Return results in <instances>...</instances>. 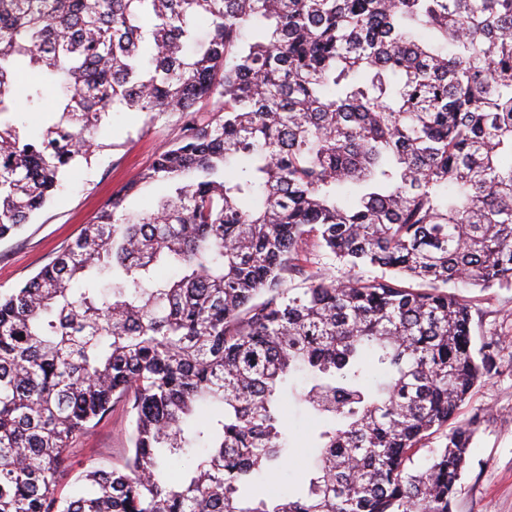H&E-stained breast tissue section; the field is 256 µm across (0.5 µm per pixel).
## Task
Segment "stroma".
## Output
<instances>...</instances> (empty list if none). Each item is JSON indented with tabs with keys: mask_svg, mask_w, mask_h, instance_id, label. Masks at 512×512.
<instances>
[{
	"mask_svg": "<svg viewBox=\"0 0 512 512\" xmlns=\"http://www.w3.org/2000/svg\"><path fill=\"white\" fill-rule=\"evenodd\" d=\"M183 120L171 114L155 119L144 113L113 112L90 161L72 167L55 197L12 237L0 240V291L11 292L50 262L66 243L136 172L176 138ZM472 308V343H494L502 365L486 378L460 410L479 424L465 470L456 484L453 512H512V289L463 288ZM285 426L294 442L287 469L258 475L248 488L261 495L301 490L315 451L308 448L318 424L294 399L284 404ZM131 417L116 411L81 440L85 455L104 466L121 460L130 446Z\"/></svg>",
	"mask_w": 512,
	"mask_h": 512,
	"instance_id": "1",
	"label": "stroma"
}]
</instances>
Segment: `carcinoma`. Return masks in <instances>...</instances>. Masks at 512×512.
<instances>
[{
  "instance_id": "obj_1",
  "label": "carcinoma",
  "mask_w": 512,
  "mask_h": 512,
  "mask_svg": "<svg viewBox=\"0 0 512 512\" xmlns=\"http://www.w3.org/2000/svg\"><path fill=\"white\" fill-rule=\"evenodd\" d=\"M111 110L187 120L0 293V512H452L498 364L446 288H512V0H0V239ZM296 372L307 493L247 502L288 462ZM118 405L122 463L70 470ZM164 191L163 185L144 187L137 194L130 196L126 200V207L135 212L151 211L155 208L159 197Z\"/></svg>"
}]
</instances>
